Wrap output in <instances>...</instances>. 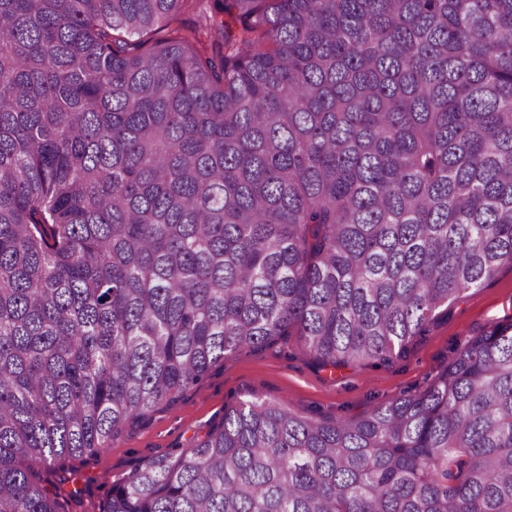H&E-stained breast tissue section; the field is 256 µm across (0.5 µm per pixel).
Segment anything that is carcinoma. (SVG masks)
Returning <instances> with one entry per match:
<instances>
[{"label":"carcinoma","mask_w":512,"mask_h":512,"mask_svg":"<svg viewBox=\"0 0 512 512\" xmlns=\"http://www.w3.org/2000/svg\"><path fill=\"white\" fill-rule=\"evenodd\" d=\"M0 0V512L229 355L404 356L512 266V0ZM105 512H512V323L422 392L224 411ZM190 3L191 6L184 13L168 18L161 27L143 33L137 41L144 43V47H147L157 40L173 37L188 27L201 24L204 16L211 14L215 1L196 0Z\"/></svg>","instance_id":"carcinoma-1"}]
</instances>
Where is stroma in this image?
<instances>
[{
  "mask_svg": "<svg viewBox=\"0 0 512 512\" xmlns=\"http://www.w3.org/2000/svg\"><path fill=\"white\" fill-rule=\"evenodd\" d=\"M214 0H193L184 13L141 35L144 45L201 24ZM512 323V268L503 267L484 288L452 304L447 316L428 326L408 353L382 365L329 370L286 336L213 367L171 406L127 426L106 451L94 458L66 459L54 465L50 480L73 477L75 494L63 495L60 512H103L112 487L142 461L187 448L203 440L226 409L254 397L282 400L301 415L352 417L401 395L426 389L454 357L464 339L494 324Z\"/></svg>",
  "mask_w": 512,
  "mask_h": 512,
  "instance_id": "1",
  "label": "stroma"
}]
</instances>
